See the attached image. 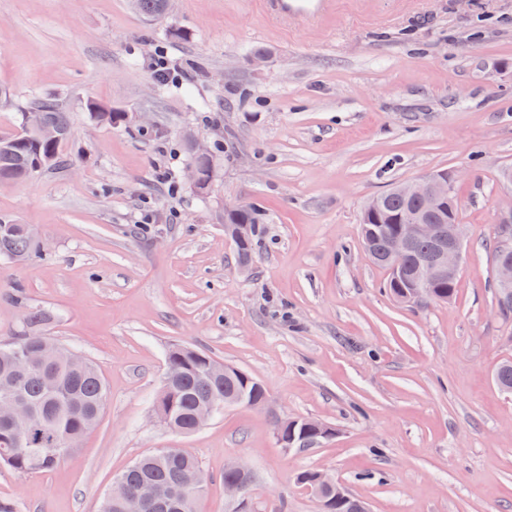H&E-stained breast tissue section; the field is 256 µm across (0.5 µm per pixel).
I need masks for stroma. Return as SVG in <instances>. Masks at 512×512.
<instances>
[{
	"instance_id": "35a3bbf8",
	"label": "stroma",
	"mask_w": 512,
	"mask_h": 512,
	"mask_svg": "<svg viewBox=\"0 0 512 512\" xmlns=\"http://www.w3.org/2000/svg\"><path fill=\"white\" fill-rule=\"evenodd\" d=\"M184 74L158 93L157 47ZM0 132L18 105L57 95L65 163L0 187V218L49 251L0 260V339L28 311L96 361L102 416L53 469L0 467L13 512H99L116 474L184 448L208 477L198 512H234L224 466L253 472L249 512H317L296 476L329 472L370 512H512V313L497 306L494 212L512 201V0H335L309 26L264 0H173L147 24L130 0H0ZM93 98L125 125L91 121ZM215 147L206 198L190 144ZM169 171L179 192L158 180ZM465 257L447 304H404L366 254L360 219L391 187L445 170ZM265 214L240 266L225 209ZM160 222L141 221L143 209ZM246 371L275 406L335 436L283 448L266 409L228 406L199 431H166L154 404L171 344Z\"/></svg>"
}]
</instances>
